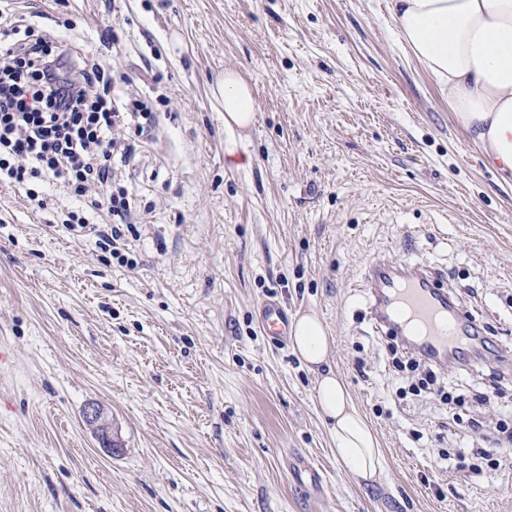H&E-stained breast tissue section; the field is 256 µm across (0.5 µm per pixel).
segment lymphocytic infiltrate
<instances>
[{
	"instance_id": "1",
	"label": "lymphocytic infiltrate",
	"mask_w": 512,
	"mask_h": 512,
	"mask_svg": "<svg viewBox=\"0 0 512 512\" xmlns=\"http://www.w3.org/2000/svg\"><path fill=\"white\" fill-rule=\"evenodd\" d=\"M155 124L149 99L113 84L96 55L0 7V183L23 190L41 210L54 188L81 200L64 229L77 239L95 235L129 268L135 261L124 250L140 236L138 198L112 163L133 165L139 139ZM92 213L98 223L89 221Z\"/></svg>"
}]
</instances>
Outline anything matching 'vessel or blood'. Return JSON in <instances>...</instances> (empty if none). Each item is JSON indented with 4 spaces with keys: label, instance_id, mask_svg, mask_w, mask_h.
Segmentation results:
<instances>
[{
    "label": "vessel or blood",
    "instance_id": "b4317fda",
    "mask_svg": "<svg viewBox=\"0 0 512 512\" xmlns=\"http://www.w3.org/2000/svg\"><path fill=\"white\" fill-rule=\"evenodd\" d=\"M363 280L376 328L405 340L422 358L443 364L489 346L481 323L433 266L396 264L375 256L365 262ZM262 321L272 335L289 332L288 315L278 305L265 304Z\"/></svg>",
    "mask_w": 512,
    "mask_h": 512
}]
</instances>
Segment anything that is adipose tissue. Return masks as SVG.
<instances>
[{
  "label": "adipose tissue",
  "instance_id": "ef3b65f1",
  "mask_svg": "<svg viewBox=\"0 0 512 512\" xmlns=\"http://www.w3.org/2000/svg\"><path fill=\"white\" fill-rule=\"evenodd\" d=\"M398 40L435 79L469 139L512 186V0H388ZM228 132L252 125L256 101L238 72L219 85ZM301 361L319 371L317 400L337 462L362 480L378 479L383 458L376 431L344 380L329 369L334 341L315 312L292 321Z\"/></svg>",
  "mask_w": 512,
  "mask_h": 512
}]
</instances>
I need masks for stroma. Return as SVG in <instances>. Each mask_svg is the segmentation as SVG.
<instances>
[{"label": "stroma", "instance_id": "1", "mask_svg": "<svg viewBox=\"0 0 512 512\" xmlns=\"http://www.w3.org/2000/svg\"><path fill=\"white\" fill-rule=\"evenodd\" d=\"M153 98L133 168L138 265L76 241L54 191L32 209L0 186V512H512V392L435 367L413 395L362 288L381 254L445 269L487 336L512 350V187L499 183L387 0H15ZM246 78L257 117L224 129L215 92ZM235 138L238 152L224 145ZM318 313L332 368L378 434L380 479L337 463L317 376L260 308ZM461 395L449 410L439 390ZM98 404L118 452L83 415ZM480 427L468 426V419ZM461 448L496 452L466 474Z\"/></svg>", "mask_w": 512, "mask_h": 512}]
</instances>
